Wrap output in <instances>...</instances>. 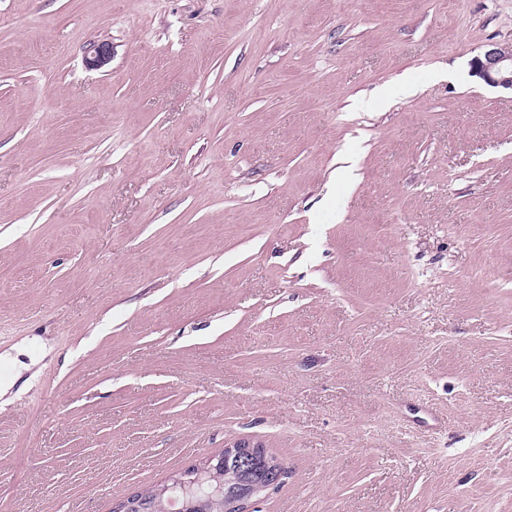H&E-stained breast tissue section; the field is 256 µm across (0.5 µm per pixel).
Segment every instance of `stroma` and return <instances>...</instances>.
Listing matches in <instances>:
<instances>
[{"label": "stroma", "mask_w": 512, "mask_h": 512, "mask_svg": "<svg viewBox=\"0 0 512 512\" xmlns=\"http://www.w3.org/2000/svg\"><path fill=\"white\" fill-rule=\"evenodd\" d=\"M491 42L512 0H0V512L239 440L256 512H512ZM263 446L248 440H240L230 446H225L224 455H214L207 458L199 466H210L214 460L222 464L224 459L233 460L239 468H246L253 463L265 458ZM264 449V448H263ZM265 450V449H264ZM265 480L263 483L253 486L248 492L241 495H232L228 499L227 509L235 512H251L255 498L267 487L274 486L282 477L281 467L277 462L264 460Z\"/></svg>", "instance_id": "stroma-1"}]
</instances>
